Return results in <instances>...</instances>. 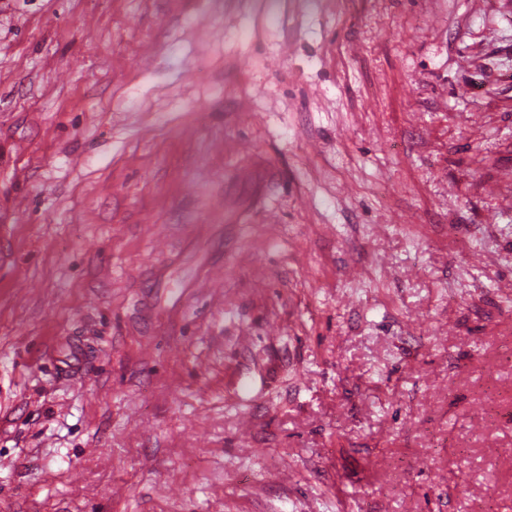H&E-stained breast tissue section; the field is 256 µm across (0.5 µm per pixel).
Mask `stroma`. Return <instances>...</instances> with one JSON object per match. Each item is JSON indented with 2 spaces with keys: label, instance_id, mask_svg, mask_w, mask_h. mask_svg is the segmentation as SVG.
Listing matches in <instances>:
<instances>
[{
  "label": "stroma",
  "instance_id": "obj_1",
  "mask_svg": "<svg viewBox=\"0 0 512 512\" xmlns=\"http://www.w3.org/2000/svg\"><path fill=\"white\" fill-rule=\"evenodd\" d=\"M509 343L512 0H0V512H512Z\"/></svg>",
  "mask_w": 512,
  "mask_h": 512
}]
</instances>
